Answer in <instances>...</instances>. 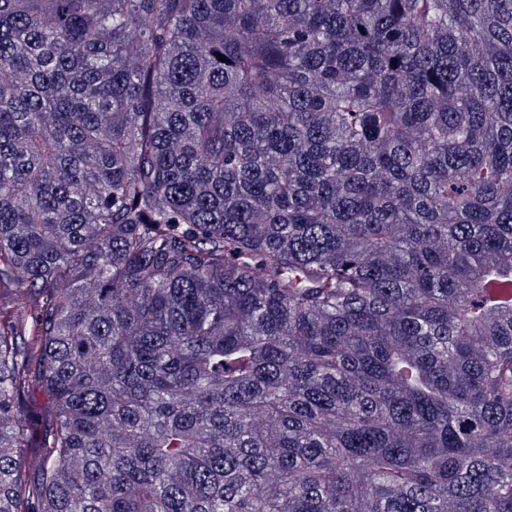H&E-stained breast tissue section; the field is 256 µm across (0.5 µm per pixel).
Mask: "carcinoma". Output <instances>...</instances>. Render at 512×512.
<instances>
[{"label": "carcinoma", "mask_w": 512, "mask_h": 512, "mask_svg": "<svg viewBox=\"0 0 512 512\" xmlns=\"http://www.w3.org/2000/svg\"><path fill=\"white\" fill-rule=\"evenodd\" d=\"M0 512H512V0H0Z\"/></svg>", "instance_id": "cac0c4a2"}]
</instances>
